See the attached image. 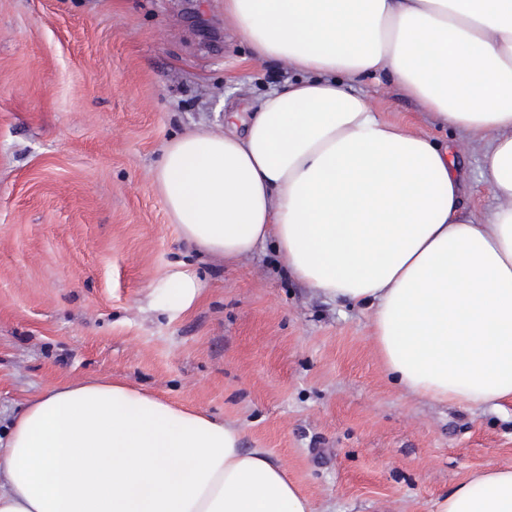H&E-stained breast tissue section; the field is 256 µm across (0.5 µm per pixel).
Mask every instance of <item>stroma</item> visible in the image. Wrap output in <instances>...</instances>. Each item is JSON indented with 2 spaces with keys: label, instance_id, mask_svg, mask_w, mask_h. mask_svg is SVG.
<instances>
[{
  "label": "stroma",
  "instance_id": "stroma-1",
  "mask_svg": "<svg viewBox=\"0 0 512 512\" xmlns=\"http://www.w3.org/2000/svg\"><path fill=\"white\" fill-rule=\"evenodd\" d=\"M291 75L233 36L224 0H0L1 439L47 388L108 377L237 423L316 512H431L471 473L512 466V402L406 395L367 311L288 274L273 245L221 264L170 224L154 185L163 145L227 128ZM352 89L459 146L466 204L496 207L481 143L385 75ZM181 261L202 297L178 316L150 309Z\"/></svg>",
  "mask_w": 512,
  "mask_h": 512
}]
</instances>
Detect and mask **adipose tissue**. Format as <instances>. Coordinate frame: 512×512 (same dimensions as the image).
<instances>
[{
	"instance_id": "1",
	"label": "adipose tissue",
	"mask_w": 512,
	"mask_h": 512,
	"mask_svg": "<svg viewBox=\"0 0 512 512\" xmlns=\"http://www.w3.org/2000/svg\"><path fill=\"white\" fill-rule=\"evenodd\" d=\"M224 19L297 77L231 130L163 147L154 182L181 238L227 263L274 241L295 278L369 310L407 393L475 411L512 402V0H224ZM375 74L485 142V219L463 203L453 146L346 86ZM160 286L173 314L202 291L182 263ZM241 439L119 380L62 382L12 421L0 512H315ZM433 512H512V466L472 473Z\"/></svg>"
}]
</instances>
